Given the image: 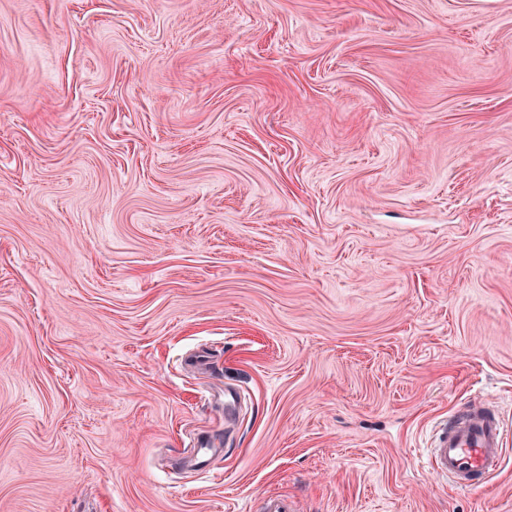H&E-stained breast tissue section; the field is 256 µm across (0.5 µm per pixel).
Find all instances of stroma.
Returning a JSON list of instances; mask_svg holds the SVG:
<instances>
[{"label":"stroma","instance_id":"stroma-1","mask_svg":"<svg viewBox=\"0 0 512 512\" xmlns=\"http://www.w3.org/2000/svg\"><path fill=\"white\" fill-rule=\"evenodd\" d=\"M474 396L512 423V0H0V512H512V437L421 464ZM506 437L505 420L497 405L473 399L436 424L426 467L458 491L480 490L503 467ZM216 436L209 434H200L196 437L192 447V453L188 460L185 457H179V465L189 463L191 466H199V469L209 465V458L213 452V438Z\"/></svg>","mask_w":512,"mask_h":512}]
</instances>
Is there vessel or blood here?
I'll return each instance as SVG.
<instances>
[{
  "mask_svg": "<svg viewBox=\"0 0 512 512\" xmlns=\"http://www.w3.org/2000/svg\"><path fill=\"white\" fill-rule=\"evenodd\" d=\"M506 437L505 420L497 405L473 399L436 424L426 466L456 490H480L503 467ZM213 446L211 435H198L193 443L190 465L206 467Z\"/></svg>",
  "mask_w": 512,
  "mask_h": 512,
  "instance_id": "vessel-or-blood-1",
  "label": "vessel or blood"
}]
</instances>
